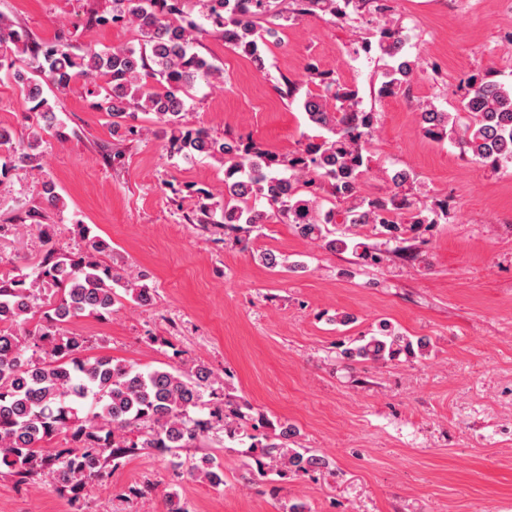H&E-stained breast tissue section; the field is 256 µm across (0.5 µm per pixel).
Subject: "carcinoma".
Wrapping results in <instances>:
<instances>
[{
	"instance_id": "1",
	"label": "carcinoma",
	"mask_w": 512,
	"mask_h": 512,
	"mask_svg": "<svg viewBox=\"0 0 512 512\" xmlns=\"http://www.w3.org/2000/svg\"><path fill=\"white\" fill-rule=\"evenodd\" d=\"M275 2L194 0L195 19L185 10L186 0H112V15L94 14L89 23L123 22L137 33L138 45L89 47L79 55L63 34L45 47L31 44L22 27L0 14V71L20 87L38 122L48 123L54 114L44 87L67 94L81 80L101 78L99 108L110 118L112 133L144 112L166 126L170 151L223 163L224 199L202 189L195 194L200 222L223 228L236 243L247 245L236 236L244 225L285 223L330 252L349 250L360 262L377 264L383 250L362 241L363 228L372 227L385 238L384 245L399 250L406 230L448 220V206L420 200L414 192L417 177L407 169L390 176L384 195L361 193V180L371 169L368 146L378 117L362 106L359 89L342 81L337 71L305 66L316 90L306 93L301 107L319 134L288 153L242 139H217L186 119V97L197 81L224 82L213 62L194 51V43L209 30L261 67L267 37L288 19L321 13L347 22L367 14L376 18V30L354 53L383 61L378 94L397 95L412 81L417 63L405 50L402 27L387 18V0H291L289 12L275 9ZM421 130L434 142L457 135L460 152L480 167L496 171L512 164V81L501 79L495 68L473 76L454 111L425 107ZM39 147L38 136L17 140L0 126V186L17 166L33 162ZM42 202L47 209L65 206L50 180L43 182ZM80 233L84 247L78 254L50 247L35 271L15 267L0 273V467L20 482L49 469L62 487L74 490L107 482L121 459L139 448H188L210 431L214 420L224 422L227 439H238L236 420L248 403L225 397L224 382L206 365L142 371L106 355L84 357V337L56 334V328L78 317L111 316L121 284L136 301L149 296V288L104 264L101 255L110 248L106 240L85 227ZM425 346L382 322L377 334L342 355L352 362H385ZM86 404L88 411L79 415ZM206 408L208 417L192 415ZM128 432L139 433L140 439L127 438ZM60 435L68 437L69 446L48 448ZM296 436L288 423L271 434L249 436L250 447L258 450L256 475L263 477L272 468L303 478L325 468L324 457L290 447ZM188 474L213 487L224 484V465L210 454L194 460Z\"/></svg>"
}]
</instances>
